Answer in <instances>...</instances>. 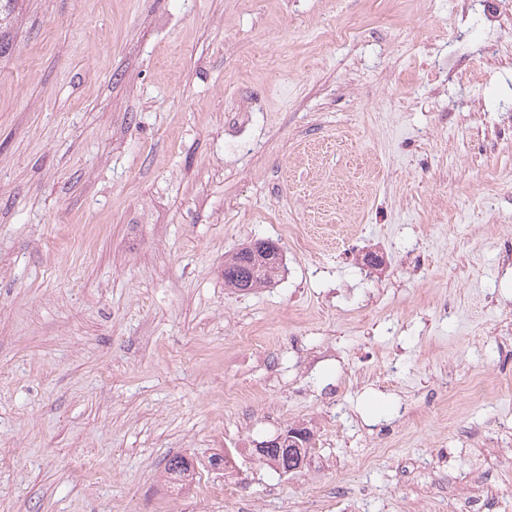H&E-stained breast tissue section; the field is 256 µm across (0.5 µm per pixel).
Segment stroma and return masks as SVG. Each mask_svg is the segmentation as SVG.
Returning a JSON list of instances; mask_svg holds the SVG:
<instances>
[{"instance_id":"1","label":"stroma","mask_w":512,"mask_h":512,"mask_svg":"<svg viewBox=\"0 0 512 512\" xmlns=\"http://www.w3.org/2000/svg\"><path fill=\"white\" fill-rule=\"evenodd\" d=\"M509 372L512 0H19L0 512H449L482 448L512 512ZM263 252L270 264H274L281 256L280 248L269 241H256L251 249ZM246 247L232 253L224 260V285L238 292L249 293L255 288L268 285L279 275L285 266H268L261 255ZM251 457L263 461L271 460L278 472L284 475L301 469L306 458L301 454V448H288V434L280 435L274 439L255 442Z\"/></svg>"}]
</instances>
